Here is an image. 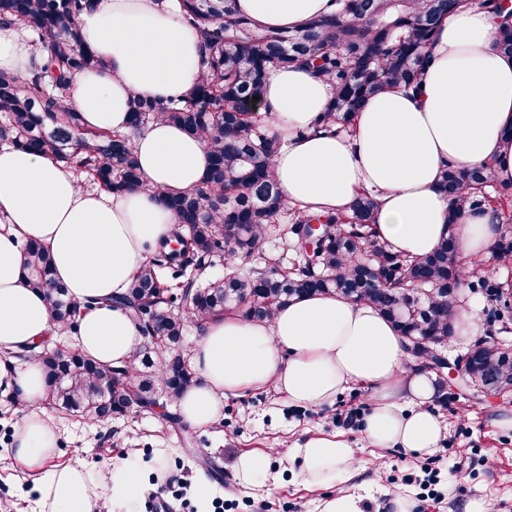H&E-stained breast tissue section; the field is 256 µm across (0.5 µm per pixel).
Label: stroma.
<instances>
[{"mask_svg":"<svg viewBox=\"0 0 512 512\" xmlns=\"http://www.w3.org/2000/svg\"><path fill=\"white\" fill-rule=\"evenodd\" d=\"M505 281L512 283V270H497L487 288L465 293L466 302L478 307L479 328L455 337L449 358L512 327V304L489 293ZM503 404L512 405V395L476 396L440 384L430 409L444 432L430 453L371 447L363 427L372 391L359 385L318 407L292 403L271 389L247 390L226 398L218 420L202 427L171 421L158 408L109 421L51 408L46 415L60 437L58 464L82 462L101 481L114 464L135 457L141 470L136 512H147L158 497L168 502V512H323L339 495L360 498L363 512H392L390 501L398 495L409 512H467L476 500L487 512H512V429L495 424ZM21 419L13 396L0 392V512H40L41 472L12 452ZM335 434L354 448L358 472L335 485L303 483L289 446ZM250 451L267 458L269 478L256 486L238 483L232 472L236 457Z\"/></svg>","mask_w":512,"mask_h":512,"instance_id":"1","label":"stroma"}]
</instances>
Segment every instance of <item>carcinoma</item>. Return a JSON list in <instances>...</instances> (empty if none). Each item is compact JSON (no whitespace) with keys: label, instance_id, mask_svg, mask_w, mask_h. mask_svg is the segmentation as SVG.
Here are the masks:
<instances>
[{"label":"carcinoma","instance_id":"cac0c4a2","mask_svg":"<svg viewBox=\"0 0 512 512\" xmlns=\"http://www.w3.org/2000/svg\"><path fill=\"white\" fill-rule=\"evenodd\" d=\"M185 22L199 35L201 77L183 96L135 99L131 129L155 120L179 125L210 150L203 185L191 193L164 197L176 217L169 242L134 274L115 303L138 321L143 340L132 365L100 364L74 350L42 348L38 353L48 380L46 402L67 412L97 417L123 416L129 405L155 398L172 404L195 378L183 359L187 324L201 329L213 317L232 311L246 320H264L291 299L334 293L368 303L387 318L417 356L457 333L456 297L484 281L478 270H464L456 253L455 224L467 209H489L497 222L512 214V183L497 184L490 166L448 167L441 190L452 212L448 236L434 252L407 257L375 236L377 204L365 191L341 213L314 214L287 204L280 195L273 159L281 139L252 107L262 96L273 68L311 66L334 85L336 94L316 127L347 130L365 102L389 86L411 87L430 58L442 21L462 6L500 15L497 0H334L336 9L310 19L295 31L262 30L235 13L232 0H180ZM91 0H0V27L19 26L47 54V62L22 76L0 70V139L65 163L82 182L112 192L140 185L131 134L86 129L69 103V80L102 61L82 46L78 19ZM496 46L512 54V19L498 29ZM330 226L319 242L317 260L284 270L240 268L263 253L270 226L289 225L295 247L303 251L308 224ZM224 251L227 272L204 285L186 276L203 270L206 258ZM25 269L32 287L47 295L57 336L76 330L80 307L54 279L50 253L36 243L25 246ZM497 264L512 262V226L492 248ZM466 362L488 389L512 384V354L483 340Z\"/></svg>","mask_w":512,"mask_h":512}]
</instances>
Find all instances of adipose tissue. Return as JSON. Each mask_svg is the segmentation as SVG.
<instances>
[{
    "instance_id": "adipose-tissue-1",
    "label": "adipose tissue",
    "mask_w": 512,
    "mask_h": 512,
    "mask_svg": "<svg viewBox=\"0 0 512 512\" xmlns=\"http://www.w3.org/2000/svg\"><path fill=\"white\" fill-rule=\"evenodd\" d=\"M236 7L255 26L283 31L332 9L330 0H236ZM78 26L84 46L103 61L70 80V102L85 128L131 133L133 99L183 95L200 78L199 37L179 0H92ZM498 26L491 14L460 8L440 26L416 88L382 90L340 134L314 128L335 94L332 83L303 66L274 69L254 109L283 140L273 166L285 202L336 213L365 190L378 203L376 235L393 251L428 254L452 231L465 268L488 256L500 233L493 214L470 210L449 228L450 204L439 183L445 167L485 164L497 180L512 181V55L494 45ZM45 60L22 31L0 28V69L24 75ZM131 135L142 185L118 194L86 189L64 163L0 142V390L25 409L13 451L44 472L40 512H132L141 487L131 459L113 466L103 490L82 464L55 465L59 439L39 409L46 383L37 359L52 316L23 267L28 242L47 248L56 281L84 307L79 350L102 363H132L141 332L112 300L176 226L161 193L199 188L210 152L162 120ZM190 364L197 379L175 410L195 426L213 423L224 398L247 389L270 388L320 406L359 385L373 391L364 434L374 446L430 452L443 433L426 407L437 393L435 375L361 301L313 294L268 320L224 314L206 324ZM294 454L310 485L355 473L353 448L335 435L311 437Z\"/></svg>"
}]
</instances>
